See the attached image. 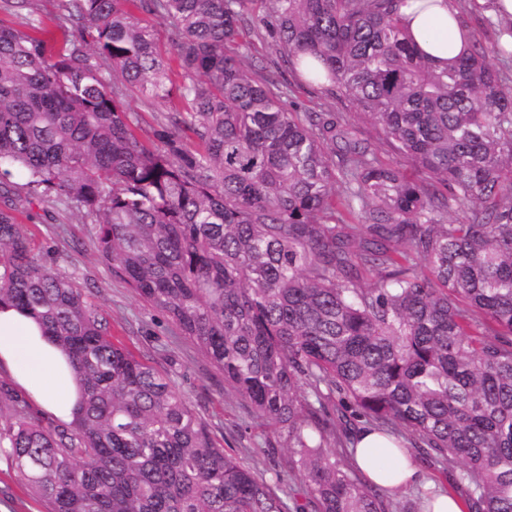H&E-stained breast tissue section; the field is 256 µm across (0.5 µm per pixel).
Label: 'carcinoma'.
<instances>
[{
    "label": "carcinoma",
    "mask_w": 512,
    "mask_h": 512,
    "mask_svg": "<svg viewBox=\"0 0 512 512\" xmlns=\"http://www.w3.org/2000/svg\"><path fill=\"white\" fill-rule=\"evenodd\" d=\"M251 2L65 0L78 36L57 52L0 26V302L42 322L82 387L77 419L51 426L0 384V457L50 512H426L434 492L399 509L354 467L364 422L406 431L468 512H512V89L477 41L443 70L421 57L400 0H275L260 23L286 65L316 61L311 83L377 126L411 182L224 51ZM138 12L173 26L169 55ZM128 92L180 100L152 146ZM23 189L90 218L101 259L286 439L269 456L301 480L289 500L32 252Z\"/></svg>",
    "instance_id": "1"
}]
</instances>
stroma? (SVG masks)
I'll return each instance as SVG.
<instances>
[{
	"label": "stroma",
	"instance_id": "stroma-1",
	"mask_svg": "<svg viewBox=\"0 0 512 512\" xmlns=\"http://www.w3.org/2000/svg\"><path fill=\"white\" fill-rule=\"evenodd\" d=\"M64 0H29L17 9L0 0V24L32 31L53 49H60L74 35L71 26L60 23ZM271 0H254L246 22L229 44L240 54L246 68L262 65L263 73L285 87L282 101L292 112H337L353 123L360 138L371 143L378 160L399 168L410 178L418 173L400 156L370 121L356 114L342 96L308 83L304 77L284 68L274 40L260 22L271 14ZM41 19L40 29L30 30L29 18ZM137 120V132L152 140L153 130L163 116L175 111L176 102L160 101L141 94L124 100ZM23 229L35 251L69 273L89 302L109 319L112 336L137 359L169 376L195 414L205 422L213 442L276 484L279 495H287L288 481H277L267 466L268 448H282L283 441L272 436L247 405L224 386V376L193 342L162 312L145 301L120 276L116 265L102 261L96 247V228L78 210L31 197L23 207ZM45 502L36 499L0 462V512H47Z\"/></svg>",
	"mask_w": 512,
	"mask_h": 512
}]
</instances>
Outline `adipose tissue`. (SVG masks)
I'll return each instance as SVG.
<instances>
[{"label":"adipose tissue","instance_id":"obj_1","mask_svg":"<svg viewBox=\"0 0 512 512\" xmlns=\"http://www.w3.org/2000/svg\"><path fill=\"white\" fill-rule=\"evenodd\" d=\"M399 12L405 29L418 51L439 68L469 51L472 37L456 16L455 0H402ZM0 370L41 411L63 423L72 422L80 391L68 357L45 335L41 325L27 312L0 305ZM394 439L367 432L354 450V460L372 481L381 482L376 466L379 456H388L395 472L393 487L405 488L419 479L411 459L394 454Z\"/></svg>","mask_w":512,"mask_h":512}]
</instances>
